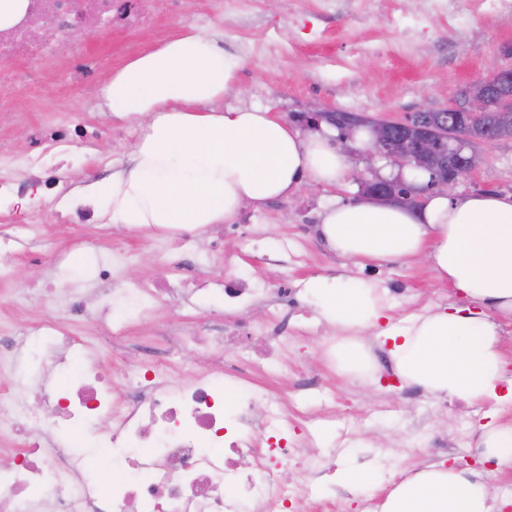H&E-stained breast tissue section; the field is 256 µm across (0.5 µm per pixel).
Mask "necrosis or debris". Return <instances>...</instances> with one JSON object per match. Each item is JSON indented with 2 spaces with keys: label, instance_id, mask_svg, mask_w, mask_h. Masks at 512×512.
Listing matches in <instances>:
<instances>
[{
  "label": "necrosis or debris",
  "instance_id": "necrosis-or-debris-1",
  "mask_svg": "<svg viewBox=\"0 0 512 512\" xmlns=\"http://www.w3.org/2000/svg\"><path fill=\"white\" fill-rule=\"evenodd\" d=\"M24 20L0 30V53L30 60L67 55L73 60L69 77L88 83L92 70L76 46L77 25L90 30L118 25L148 26L156 0H96L86 12V0H56L48 16L29 0ZM52 40H45V31ZM166 275L136 282L115 276L118 250L112 259L91 251L86 282L105 283L100 297L79 289L45 287L33 297L43 306L63 303L68 316L99 324L113 332L129 315L151 319L160 304L178 306L195 294L197 283L185 275L181 254L204 239V232L185 225L166 229ZM31 339L0 336V375L37 360L42 379L35 390L21 383L0 389V431L14 434L18 446L11 466L0 469V512H239L226 496L230 485L251 488V473L242 469L253 460L265 474L257 496V512H286L289 489L279 470L295 459L288 446V415L279 399L260 384L233 404H225V386L259 371L276 372L287 341L281 329L266 323H238L229 336L187 331L184 343L199 347L206 366L171 383L158 382L155 367L129 375L120 365L104 376L99 361L82 340L68 336L65 324L46 315L31 328ZM47 337L54 346L43 357L38 343ZM243 340L233 361H225L229 339ZM50 411L51 420L22 416L18 403L27 392ZM60 426L86 431L83 448L54 439Z\"/></svg>",
  "mask_w": 512,
  "mask_h": 512
}]
</instances>
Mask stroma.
I'll use <instances>...</instances> for the list:
<instances>
[{
  "label": "stroma",
  "instance_id": "stroma-1",
  "mask_svg": "<svg viewBox=\"0 0 512 512\" xmlns=\"http://www.w3.org/2000/svg\"><path fill=\"white\" fill-rule=\"evenodd\" d=\"M425 6V0H337L335 8L326 11L317 0H243L239 8L227 12L221 0H184L180 19L162 10L143 31L116 27L80 33L77 41L86 51L96 83L65 88L59 60L32 64L41 96L33 102L17 100L13 107L0 110V177L22 179L34 127L46 119L62 123L73 113L97 130L100 138L90 145L70 146L74 161L63 172L65 181H72L77 173L106 179L125 168L140 129L101 112L98 81L145 48L190 28L212 32L225 54L239 63L237 88L225 94L224 106L243 103L288 120L317 110L401 120L414 112L422 92H429L432 106L444 109L455 105L462 91L488 71L512 68V12L499 11L495 0H486L479 11L459 9L439 15L427 14ZM349 146L352 153L347 158L344 188L306 186L294 196L268 201L261 209H243L217 241L214 260L192 265L191 271L213 281L229 273L275 288L289 287L288 308L295 313L288 325L292 342L282 353L280 376L268 382L292 422L289 442H303L312 419L326 407L335 420L319 426V453L329 457L335 468L370 465L388 479L422 462L478 459L472 431L483 423L486 406L437 402L421 388L401 384L387 345L378 340L372 343V355L381 367L379 381L333 372L324 356L327 328L319 321L313 301L303 294L310 277L344 274L376 284L385 293L387 313L395 323L452 300L448 286L417 259L360 265L330 251L317 237L314 228L326 206L360 200L361 181L398 173L397 167L383 160L367 166L360 156L362 141L352 140ZM456 191L511 195L512 139L499 141L481 166L460 180ZM70 199L67 193L46 197L35 218L8 210L11 224L38 220L50 243L41 247L44 260L37 265L28 259L29 243L17 245L8 276L0 277V298L22 301L23 308L0 318V336L26 335L30 322L43 316V307L30 297L33 283L70 280L84 270L82 240H95L105 253L115 246L132 252V260L118 268L120 279L163 274V238L120 224L66 223ZM246 235L261 236L263 252L245 249L242 238ZM58 249L66 252L62 267L54 261ZM225 252L238 256L237 267L229 272L219 260ZM277 313L276 306L259 301L230 312L219 298L202 296L175 308L158 307L150 323L129 324L119 345L105 341L100 329L85 321L72 319L68 326L74 336L94 345L102 363L116 357L132 364L161 362L187 374L200 370V357L169 339V328L187 322L206 327L215 336L235 322H265ZM309 378L318 387L300 410L293 390ZM282 475L292 487L310 483L313 492L309 499L292 494L290 512H362L364 501L380 503L388 493L384 487L343 489L329 473L311 483L304 470L292 465Z\"/></svg>",
  "mask_w": 512,
  "mask_h": 512
}]
</instances>
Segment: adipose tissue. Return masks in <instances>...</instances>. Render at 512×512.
I'll use <instances>...</instances> for the list:
<instances>
[{"mask_svg": "<svg viewBox=\"0 0 512 512\" xmlns=\"http://www.w3.org/2000/svg\"><path fill=\"white\" fill-rule=\"evenodd\" d=\"M238 62L215 36L189 29L142 51L102 80V111L137 123L127 169L91 183L77 201L98 219L136 227H204L259 208L302 184L336 185L345 156L321 134H301L256 108H222ZM317 232L358 264L424 258L435 279L468 307H443L381 326L386 305L375 285L343 276L313 277L304 292L334 332L337 370L373 372L366 330L389 341L396 376L432 399L487 405L475 446L512 472V378L501 326L512 320V195L435 196L419 208L360 201L326 208ZM483 473L426 464L395 480L382 512H494Z\"/></svg>", "mask_w": 512, "mask_h": 512, "instance_id": "ef3b65f1", "label": "adipose tissue"}]
</instances>
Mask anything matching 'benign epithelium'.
<instances>
[{
	"label": "benign epithelium",
	"instance_id": "obj_1",
	"mask_svg": "<svg viewBox=\"0 0 512 512\" xmlns=\"http://www.w3.org/2000/svg\"><path fill=\"white\" fill-rule=\"evenodd\" d=\"M466 97V104L447 109V132L442 139L434 137L427 127L412 123L409 117L373 121L372 137L364 149L367 159H384L401 169L423 170L429 174V181L422 187H408L400 175L392 180L377 176L361 182L362 194L380 203L416 206L425 192L449 194L461 178L475 171L484 149L505 138L501 118L512 112V70L494 71L475 81L467 88ZM488 98L497 106V112L490 116L477 111ZM299 120L318 130L323 122L336 125V112H307L299 115ZM476 124L482 126L483 133L471 146L466 129Z\"/></svg>",
	"mask_w": 512,
	"mask_h": 512
}]
</instances>
